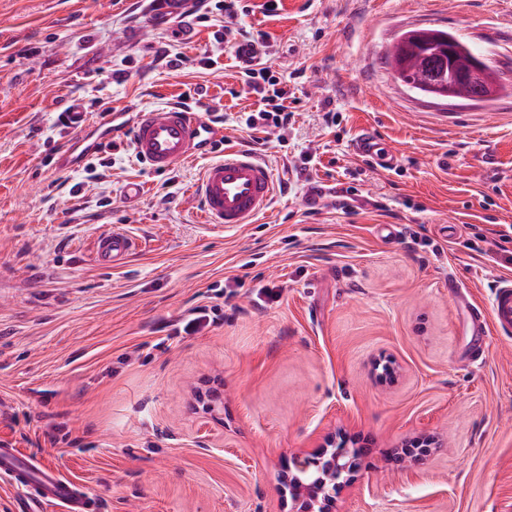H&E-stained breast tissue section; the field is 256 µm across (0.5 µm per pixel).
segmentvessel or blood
Masks as SVG:
<instances>
[{
    "label": "vessel or blood",
    "mask_w": 512,
    "mask_h": 512,
    "mask_svg": "<svg viewBox=\"0 0 512 512\" xmlns=\"http://www.w3.org/2000/svg\"><path fill=\"white\" fill-rule=\"evenodd\" d=\"M215 130L204 113L170 105L136 112L132 121V147L152 171L165 172L193 159L201 146L213 139ZM353 151L382 168L395 166L396 159L371 129L362 130L352 143ZM277 194V183L268 164L248 151H228L204 167L190 190L204 223L237 228L252 223L267 212ZM142 249L141 241L121 227L100 235L94 258L103 269L124 265ZM479 325H493L499 333H512V278L495 281L488 308H474ZM0 477L28 491L27 512H42L57 505L61 512H97V503L80 484L39 459L21 454L13 444L0 443Z\"/></svg>",
    "instance_id": "vessel-or-blood-1"
}]
</instances>
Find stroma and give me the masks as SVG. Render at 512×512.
I'll return each mask as SVG.
<instances>
[{
	"label": "stroma",
	"instance_id": "obj_1",
	"mask_svg": "<svg viewBox=\"0 0 512 512\" xmlns=\"http://www.w3.org/2000/svg\"><path fill=\"white\" fill-rule=\"evenodd\" d=\"M145 0H0V440L84 485L100 512H289L280 473L337 430L367 468L335 512H512V335L476 349L469 305L512 276V0H280L271 71L294 119L252 143L234 59L213 23L135 22ZM438 27L480 50L506 91L444 109L391 75L401 31ZM190 57L158 61L164 40ZM30 54H21L23 46ZM209 54L203 68L192 59ZM190 94L227 113L279 193L236 230L186 197L213 152L158 173L127 134L73 162L59 113L126 116ZM334 112L325 124V112ZM374 129L399 163L353 154ZM139 181L142 194L125 199ZM350 209L311 205L313 186ZM119 226L143 249L94 262ZM214 323L174 336L191 309ZM394 363V383L380 365ZM422 433L439 448L398 461Z\"/></svg>",
	"mask_w": 512,
	"mask_h": 512
}]
</instances>
